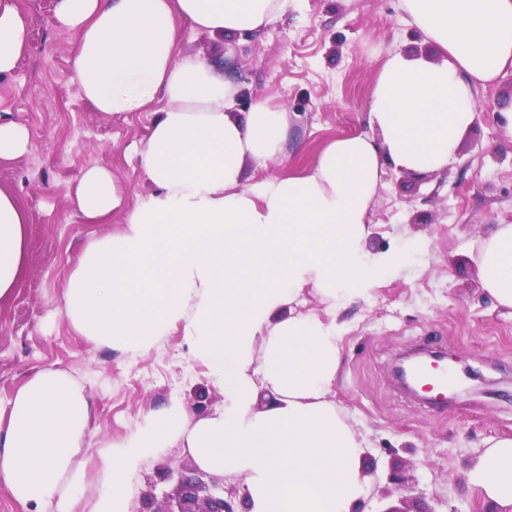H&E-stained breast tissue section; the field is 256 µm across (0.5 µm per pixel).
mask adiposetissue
I'll use <instances>...</instances> for the list:
<instances>
[{"instance_id": "1", "label": "adipose tissue", "mask_w": 512, "mask_h": 512, "mask_svg": "<svg viewBox=\"0 0 512 512\" xmlns=\"http://www.w3.org/2000/svg\"><path fill=\"white\" fill-rule=\"evenodd\" d=\"M288 0H58V28L78 32L73 70L105 117L154 113L139 165L152 189L126 205L103 167L70 190L87 224L122 212L119 234L92 240L72 272L64 309L98 345L142 349L181 327L223 404L186 426L179 406L157 411L110 446L92 512H128L130 473L155 449L187 448L199 468L245 480L249 512H358L363 446L329 395L342 356L335 320L370 301L406 253L368 252L369 219L385 164L427 174L453 159L478 112L474 94L512 73V0H403L434 59L389 56L379 68L369 133L326 145L303 173L245 184L247 164L282 150L285 111L230 114L237 94L220 61L179 49L183 24L216 39L272 24ZM23 0H0V76L14 71L28 31ZM27 213L0 191V303L25 276ZM497 307L512 310V224L496 225L472 256ZM332 320L299 309L305 291ZM90 400L68 374L36 372L0 423V481L43 506L85 445ZM472 489L512 512V437L493 441L469 473Z\"/></svg>"}]
</instances>
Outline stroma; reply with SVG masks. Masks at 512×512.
<instances>
[{"instance_id": "35a3bbf8", "label": "stroma", "mask_w": 512, "mask_h": 512, "mask_svg": "<svg viewBox=\"0 0 512 512\" xmlns=\"http://www.w3.org/2000/svg\"><path fill=\"white\" fill-rule=\"evenodd\" d=\"M29 44L11 75L0 78V118L24 124L32 146L0 165V190L28 212L27 273L0 304V402L39 369L65 371L90 397L88 440L75 464L85 489L71 512H90L100 486L102 456L155 411L181 404L187 423L213 412L222 395L172 330L144 351L96 346L78 334L64 311V291L87 244L118 231L86 224L69 191L89 167L111 169L127 204L148 192L137 152L153 116L106 118L83 98L72 71L75 32L53 24L56 0H29ZM182 52L221 60L238 87L233 114L261 103L286 110L281 155L249 167L256 182L305 171L330 141L367 132L376 73L397 52L430 56L401 0H288L278 21L257 33L218 41L184 28ZM512 98V76L478 89L480 114L460 154L435 175L386 166L370 213L379 231L370 252L421 245L396 272L382 277L369 302L341 311L342 360L331 399L364 441L366 512H385L403 496L387 476L412 469L415 512H484L468 474L489 444L512 437V313L481 288L470 254L495 225L512 223V143L498 137L495 114ZM420 348L456 356L489 383L488 395L428 403L408 394L392 374L396 357ZM180 446L157 449L127 479L131 512L145 493L173 484L167 466L192 463Z\"/></svg>"}]
</instances>
